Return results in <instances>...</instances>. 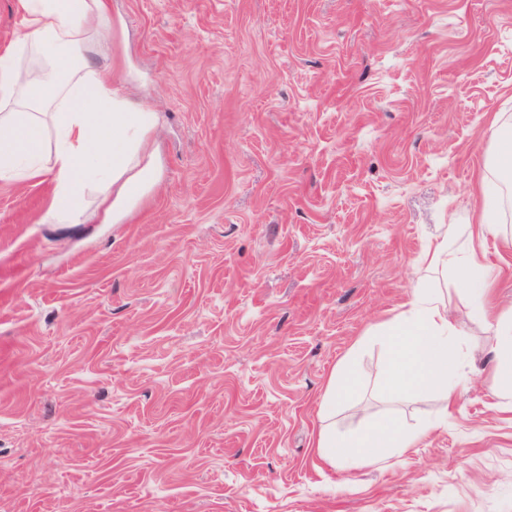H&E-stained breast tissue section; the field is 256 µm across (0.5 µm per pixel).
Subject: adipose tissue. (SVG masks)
Segmentation results:
<instances>
[{"mask_svg":"<svg viewBox=\"0 0 512 512\" xmlns=\"http://www.w3.org/2000/svg\"><path fill=\"white\" fill-rule=\"evenodd\" d=\"M20 33L0 51V180H54L47 224H75L87 190H96L104 213L120 218L158 171L149 151L155 113L130 100L98 66L89 46L100 33H116L109 0H16ZM29 51L45 64L41 78L20 84L19 55ZM488 174L477 189L484 198L468 223L447 225L420 260L425 272L451 273L471 298L473 318L491 332L483 368L500 382L499 406L512 410V310H495L489 299L495 276L483 243L499 237L502 179L512 175V126L503 125ZM387 353L383 385L391 395H441L455 401V348L462 334L439 291L414 289L398 315L374 330ZM360 386L356 355L329 377L319 413L324 425L318 454L332 462L377 464L405 453L418 431L391 417L354 436L337 435L340 400Z\"/></svg>","mask_w":512,"mask_h":512,"instance_id":"1","label":"adipose tissue"}]
</instances>
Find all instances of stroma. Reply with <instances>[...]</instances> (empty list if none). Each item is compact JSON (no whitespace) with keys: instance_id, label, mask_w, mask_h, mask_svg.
<instances>
[{"instance_id":"1","label":"stroma","mask_w":512,"mask_h":512,"mask_svg":"<svg viewBox=\"0 0 512 512\" xmlns=\"http://www.w3.org/2000/svg\"><path fill=\"white\" fill-rule=\"evenodd\" d=\"M95 58L157 113V182L96 194L0 180V512H512V412L489 375L390 403L372 331L441 225L463 224L512 118V0H111ZM480 356L470 299L434 273ZM357 350L353 434L447 426L381 464L316 452Z\"/></svg>"}]
</instances>
